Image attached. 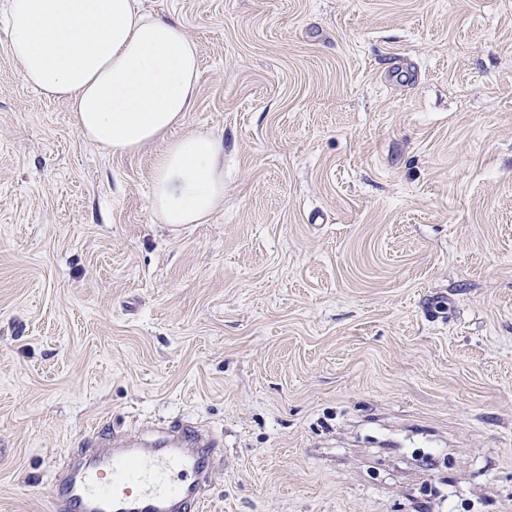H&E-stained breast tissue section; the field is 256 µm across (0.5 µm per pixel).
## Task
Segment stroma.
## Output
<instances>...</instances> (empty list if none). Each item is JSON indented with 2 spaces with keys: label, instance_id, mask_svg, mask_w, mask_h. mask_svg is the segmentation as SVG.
<instances>
[{
  "label": "stroma",
  "instance_id": "stroma-1",
  "mask_svg": "<svg viewBox=\"0 0 512 512\" xmlns=\"http://www.w3.org/2000/svg\"><path fill=\"white\" fill-rule=\"evenodd\" d=\"M138 3L224 206L159 223L158 146L82 138L0 27V512L177 419L209 512H512V0Z\"/></svg>",
  "mask_w": 512,
  "mask_h": 512
}]
</instances>
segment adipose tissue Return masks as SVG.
<instances>
[{
  "label": "adipose tissue",
  "instance_id": "ef3b65f1",
  "mask_svg": "<svg viewBox=\"0 0 512 512\" xmlns=\"http://www.w3.org/2000/svg\"><path fill=\"white\" fill-rule=\"evenodd\" d=\"M0 24L24 81L68 99L81 136L122 154L161 144L150 197L159 222H210L224 204V144L170 136L193 108L200 69L179 22L136 0H6Z\"/></svg>",
  "mask_w": 512,
  "mask_h": 512
}]
</instances>
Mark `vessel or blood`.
Segmentation results:
<instances>
[{"label": "vessel or blood", "instance_id": "vessel-or-blood-1", "mask_svg": "<svg viewBox=\"0 0 512 512\" xmlns=\"http://www.w3.org/2000/svg\"><path fill=\"white\" fill-rule=\"evenodd\" d=\"M217 448L191 427L142 448L90 455L56 487L54 512H204Z\"/></svg>", "mask_w": 512, "mask_h": 512}]
</instances>
